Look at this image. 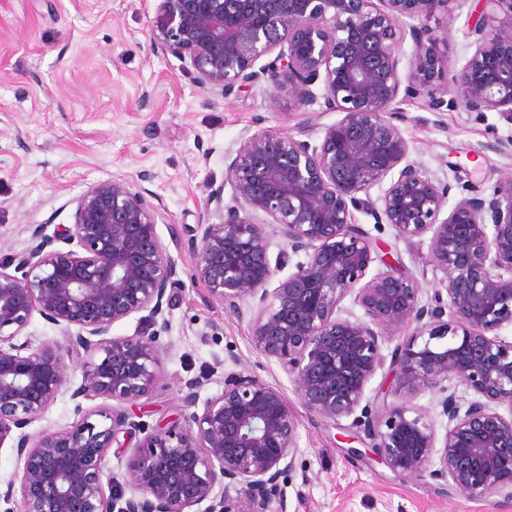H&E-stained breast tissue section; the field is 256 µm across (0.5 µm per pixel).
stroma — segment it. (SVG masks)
<instances>
[{"instance_id":"stroma-1","label":"stroma","mask_w":512,"mask_h":512,"mask_svg":"<svg viewBox=\"0 0 512 512\" xmlns=\"http://www.w3.org/2000/svg\"><path fill=\"white\" fill-rule=\"evenodd\" d=\"M154 17L153 0H0V262L27 246L35 225L71 226L75 200L89 186L125 178L163 205L167 221L157 231L183 280L162 320L140 312L112 330L158 340L156 380L133 407L140 421L184 423L189 384H198L200 399L213 397L225 373L245 365L283 390L298 422L287 512H512V501H474L353 455L368 441L346 440L339 426L309 412L280 365L257 353L249 323L189 281L196 256L171 231L198 223L208 192L228 187V152L243 137L284 131L306 116L318 142L340 114L318 104L300 112L284 91L257 87L226 97L201 90L190 64L152 48ZM438 30L449 66L460 65L471 52L465 15L440 19ZM401 109L415 163L440 176L461 163L462 181L486 192L512 178V149L497 147L512 141V125L498 113L434 112L422 98ZM355 221L380 253L418 279L423 294L437 288L441 275L428 261L427 241L399 238L362 212ZM89 362L82 353L67 357V389L30 434L71 426L104 406L101 398L71 397Z\"/></svg>"}]
</instances>
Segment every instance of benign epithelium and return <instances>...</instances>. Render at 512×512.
Returning a JSON list of instances; mask_svg holds the SVG:
<instances>
[{
	"label": "benign epithelium",
	"mask_w": 512,
	"mask_h": 512,
	"mask_svg": "<svg viewBox=\"0 0 512 512\" xmlns=\"http://www.w3.org/2000/svg\"><path fill=\"white\" fill-rule=\"evenodd\" d=\"M154 2L152 47L189 63L199 88L226 98L286 89L300 108L321 98L342 114L317 143L305 122L240 141L230 201L222 188L205 200L219 220L180 229L196 255L190 279L225 312L249 317L255 349L279 363L309 411L351 419L345 430L367 437L398 476L512 501V341L499 335L512 327V180L488 194L463 185L450 207L452 184L409 160L398 125L399 104L419 97L434 112L494 111L512 124V0H478V17L467 18L474 50L451 70L431 22L468 0ZM357 211L405 240L428 238L440 287L424 299L413 275L379 259ZM164 220L146 191L112 178L76 199L72 226L50 236L37 225L30 245L0 263V445L12 438L22 463L20 504L4 512H107L103 483L117 479L104 473L105 458L138 434L118 512H188L205 500L208 512H287L297 421L282 390L245 367L201 406L196 393L184 396L187 428L100 408L62 430L26 432L65 387L73 353L96 361L72 398L134 404L148 395L156 337H114L112 328L143 311L156 319L181 285L157 232ZM270 227L305 253L272 289L280 264H271ZM376 261L383 268L372 274ZM348 297L362 315L342 316ZM36 314L62 340L18 341ZM382 369L393 392L370 396ZM451 379L473 398L448 392ZM427 389L441 394V438L412 401Z\"/></svg>",
	"instance_id": "benign-epithelium-1"
}]
</instances>
